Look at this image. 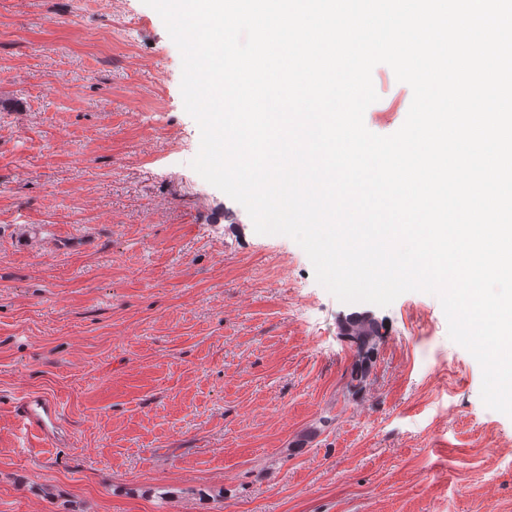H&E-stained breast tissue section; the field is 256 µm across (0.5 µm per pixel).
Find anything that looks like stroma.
Instances as JSON below:
<instances>
[{"label": "stroma", "instance_id": "stroma-1", "mask_svg": "<svg viewBox=\"0 0 512 512\" xmlns=\"http://www.w3.org/2000/svg\"><path fill=\"white\" fill-rule=\"evenodd\" d=\"M181 74L143 0H0V512H512V417L439 299L340 302L257 234L191 166ZM372 79L393 134L412 90ZM18 418L27 431L35 432L45 444L59 440L61 407L55 399L39 394L24 397L18 405Z\"/></svg>", "mask_w": 512, "mask_h": 512}]
</instances>
